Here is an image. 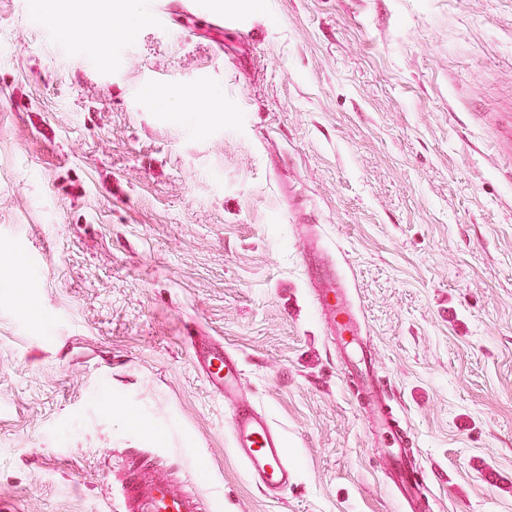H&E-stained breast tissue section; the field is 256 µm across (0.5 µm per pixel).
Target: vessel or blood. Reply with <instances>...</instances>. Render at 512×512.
Returning a JSON list of instances; mask_svg holds the SVG:
<instances>
[{"instance_id": "obj_1", "label": "vessel or blood", "mask_w": 512, "mask_h": 512, "mask_svg": "<svg viewBox=\"0 0 512 512\" xmlns=\"http://www.w3.org/2000/svg\"><path fill=\"white\" fill-rule=\"evenodd\" d=\"M319 299L330 317V330L339 353L347 355L364 394L363 408L373 414L384 432L383 443L392 465V486L408 512H422L420 482L410 474L404 460L407 440L391 431L382 411L381 386L374 374L369 349L358 345L361 333L339 288L321 289ZM198 365L214 396L231 404L232 446L257 487L266 495L287 488L293 471L282 448V438L268 417L240 396L242 365L239 358L221 347L208 346L200 352ZM120 512H207L204 499L196 492L176 489L152 467L135 464L123 475L119 493Z\"/></svg>"}]
</instances>
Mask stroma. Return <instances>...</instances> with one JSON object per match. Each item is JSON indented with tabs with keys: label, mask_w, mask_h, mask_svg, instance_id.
<instances>
[{
	"label": "stroma",
	"mask_w": 512,
	"mask_h": 512,
	"mask_svg": "<svg viewBox=\"0 0 512 512\" xmlns=\"http://www.w3.org/2000/svg\"><path fill=\"white\" fill-rule=\"evenodd\" d=\"M163 2L104 55L0 0V512H118L134 458L209 512H405L326 267L425 512H512V0ZM200 89L218 111L172 105ZM188 336L240 358L279 496ZM321 306L330 317V330L337 342V351L350 357L356 377L364 394L363 409L373 414L379 430L390 426V421L382 411L381 386L374 374V362L371 351L357 344V336L361 330L355 321L351 310L344 305L340 288L328 285L319 293ZM383 434V443L387 448L386 454L391 458L392 487L397 495L404 500L408 512H422L424 504L419 494L420 481L410 474L404 460V449L408 441L398 436L391 427Z\"/></svg>",
	"instance_id": "35a3bbf8"
}]
</instances>
